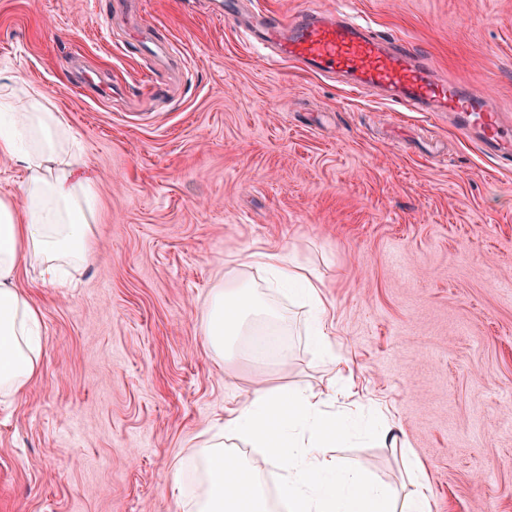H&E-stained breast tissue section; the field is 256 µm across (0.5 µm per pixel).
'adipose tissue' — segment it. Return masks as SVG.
<instances>
[{
	"label": "adipose tissue",
	"mask_w": 512,
	"mask_h": 512,
	"mask_svg": "<svg viewBox=\"0 0 512 512\" xmlns=\"http://www.w3.org/2000/svg\"><path fill=\"white\" fill-rule=\"evenodd\" d=\"M21 77L0 88V157L18 161L23 178L14 195L0 197V396L13 397L32 383L42 364L41 313L17 286L21 265L35 261L43 283L58 285L62 265L83 266L94 249L91 183L83 154L70 145L60 113L29 89L14 102ZM271 287L287 288L314 312L312 340L328 351L322 279L294 261L287 249L252 255ZM280 311L250 282L225 278L212 289L202 313L204 342L219 360L245 353L258 364L288 362ZM359 423L327 411L322 397L295 386L255 389L225 409L223 431L201 446L200 488L193 512H431L421 481L405 496L374 482L365 464L328 453ZM279 477L269 499L264 470Z\"/></svg>",
	"instance_id": "obj_1"
}]
</instances>
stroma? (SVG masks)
<instances>
[{
  "label": "stroma",
  "mask_w": 512,
  "mask_h": 512,
  "mask_svg": "<svg viewBox=\"0 0 512 512\" xmlns=\"http://www.w3.org/2000/svg\"><path fill=\"white\" fill-rule=\"evenodd\" d=\"M346 9L484 81L512 116V0H254ZM165 62L130 43L122 0H0V80L61 113L95 193L90 262L19 285L40 374L0 402V512H188L201 432L255 388L360 401L400 431L338 449L399 487L419 459L432 512H512V164L435 112L269 65L207 0H143ZM112 84L91 96L85 74ZM287 248L325 282L335 361L280 293L286 369L227 366L200 318L217 277Z\"/></svg>",
  "instance_id": "35a3bbf8"
}]
</instances>
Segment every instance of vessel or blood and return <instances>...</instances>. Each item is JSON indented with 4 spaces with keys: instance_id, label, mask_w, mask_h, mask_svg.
Masks as SVG:
<instances>
[{
    "instance_id": "1",
    "label": "vessel or blood",
    "mask_w": 512,
    "mask_h": 512,
    "mask_svg": "<svg viewBox=\"0 0 512 512\" xmlns=\"http://www.w3.org/2000/svg\"><path fill=\"white\" fill-rule=\"evenodd\" d=\"M224 16L274 60L341 75L354 93L374 92L408 110L448 113L456 127L476 131L486 152L512 161V124L490 90L440 80L422 51L376 34L368 23L334 10L283 18L247 9L245 0H224Z\"/></svg>"
}]
</instances>
